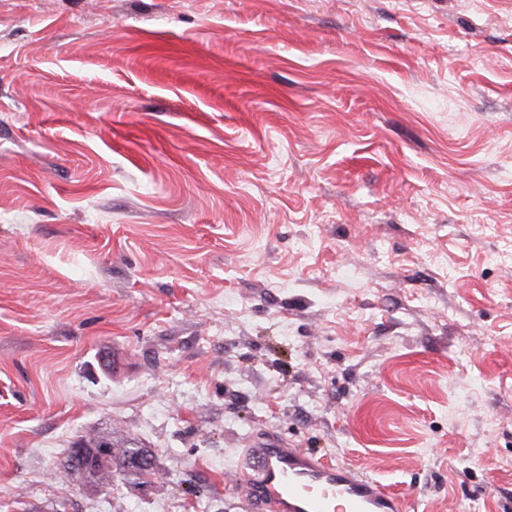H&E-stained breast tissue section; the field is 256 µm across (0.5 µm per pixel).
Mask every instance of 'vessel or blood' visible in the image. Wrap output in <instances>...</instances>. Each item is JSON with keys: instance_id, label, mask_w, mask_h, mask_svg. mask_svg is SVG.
I'll return each mask as SVG.
<instances>
[{"instance_id": "1", "label": "vessel or blood", "mask_w": 512, "mask_h": 512, "mask_svg": "<svg viewBox=\"0 0 512 512\" xmlns=\"http://www.w3.org/2000/svg\"><path fill=\"white\" fill-rule=\"evenodd\" d=\"M244 454L258 463L247 487L252 512H405L404 501L373 478L326 463L278 436H263Z\"/></svg>"}]
</instances>
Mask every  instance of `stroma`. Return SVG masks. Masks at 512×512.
<instances>
[{
	"label": "stroma",
	"mask_w": 512,
	"mask_h": 512,
	"mask_svg": "<svg viewBox=\"0 0 512 512\" xmlns=\"http://www.w3.org/2000/svg\"><path fill=\"white\" fill-rule=\"evenodd\" d=\"M265 432L512 512V0H0V512H248ZM103 445L109 446L110 450H112V441H107L102 438H90L88 441L81 440L76 443L73 447L77 446L76 448L79 449L77 451H75V448H71L69 450L67 456V469L82 473L86 475L87 478L91 479L98 477L100 474L102 475V478L105 474H112V470H110L112 469V466L109 464L98 465L97 467L93 465V469L84 466L89 459H92V462L94 463ZM109 448H102L99 453L98 461L103 462L110 458ZM78 452H82L84 462L77 459ZM113 451V461L115 462L117 459L121 461V466L124 469H127L128 467H130V465H133V461L138 457H141L144 460L146 464L145 466H138L137 470H127L128 473L133 474L135 476L140 475L142 471L152 466V462L150 459L151 454L145 448H113Z\"/></svg>",
	"instance_id": "35a3bbf8"
}]
</instances>
